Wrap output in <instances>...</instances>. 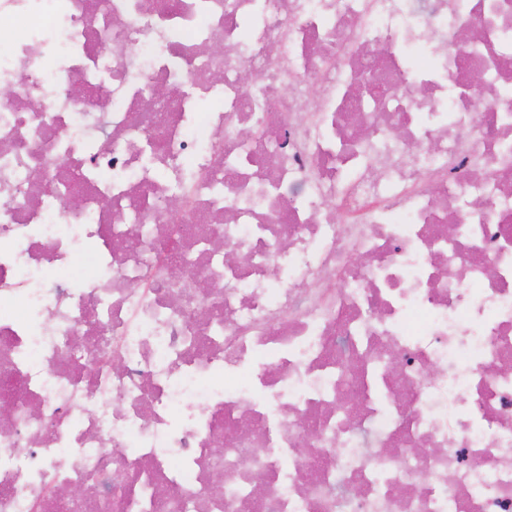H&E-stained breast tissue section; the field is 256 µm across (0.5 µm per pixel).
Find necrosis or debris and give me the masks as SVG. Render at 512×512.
<instances>
[{
    "instance_id": "obj_1",
    "label": "necrosis or debris",
    "mask_w": 512,
    "mask_h": 512,
    "mask_svg": "<svg viewBox=\"0 0 512 512\" xmlns=\"http://www.w3.org/2000/svg\"><path fill=\"white\" fill-rule=\"evenodd\" d=\"M1 404L0 512H512V0H0Z\"/></svg>"
}]
</instances>
